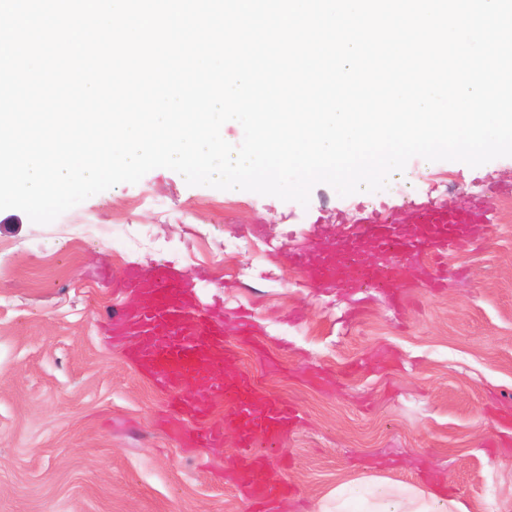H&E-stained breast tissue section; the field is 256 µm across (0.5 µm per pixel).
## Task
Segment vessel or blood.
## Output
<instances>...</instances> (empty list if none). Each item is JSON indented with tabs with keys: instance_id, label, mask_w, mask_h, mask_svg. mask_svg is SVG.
I'll use <instances>...</instances> for the list:
<instances>
[{
	"instance_id": "obj_1",
	"label": "vessel or blood",
	"mask_w": 512,
	"mask_h": 512,
	"mask_svg": "<svg viewBox=\"0 0 512 512\" xmlns=\"http://www.w3.org/2000/svg\"><path fill=\"white\" fill-rule=\"evenodd\" d=\"M488 223V217L471 209L421 202L413 229L373 212L345 226L321 255L296 251L290 260L308 287L381 288L401 301L415 283L442 287L445 251L466 253L488 238ZM418 263L424 270L417 282L410 267ZM109 281L115 293L129 299L127 307L105 315L109 332L127 342L129 365L173 395L161 428L188 451L220 448L233 440L239 490L254 499L259 512H273L288 492V481L267 451L296 429L300 412L250 373L224 378L220 371L236 363L242 347L261 359L269 375L281 373L279 357L268 354L256 339L251 320L228 325L196 307L190 275L126 268L111 273Z\"/></svg>"
}]
</instances>
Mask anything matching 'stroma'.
Returning a JSON list of instances; mask_svg holds the SVG:
<instances>
[{
	"mask_svg": "<svg viewBox=\"0 0 512 512\" xmlns=\"http://www.w3.org/2000/svg\"><path fill=\"white\" fill-rule=\"evenodd\" d=\"M404 172V193L321 183L303 206L156 168L48 225L0 211V512H256L227 479L233 445L188 455L166 437L159 393L96 318L121 301L106 271L157 263L195 276L215 319L249 313L284 358L265 385L304 421L274 451L295 488L276 512L371 474L512 512V157ZM420 201L493 212L486 241L448 255L446 288L397 307L377 288L300 287L289 252ZM313 368L341 374L335 393L304 383Z\"/></svg>",
	"mask_w": 512,
	"mask_h": 512,
	"instance_id": "obj_1",
	"label": "stroma"
}]
</instances>
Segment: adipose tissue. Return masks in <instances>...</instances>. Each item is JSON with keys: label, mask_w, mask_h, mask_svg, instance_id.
I'll return each instance as SVG.
<instances>
[{"label": "adipose tissue", "mask_w": 512, "mask_h": 512, "mask_svg": "<svg viewBox=\"0 0 512 512\" xmlns=\"http://www.w3.org/2000/svg\"><path fill=\"white\" fill-rule=\"evenodd\" d=\"M368 495L354 498L346 485H336L318 504V512H470L455 499H443L430 490L386 477L366 478Z\"/></svg>", "instance_id": "1"}]
</instances>
